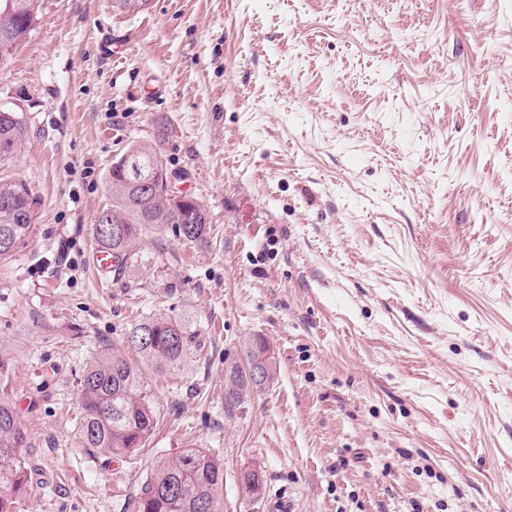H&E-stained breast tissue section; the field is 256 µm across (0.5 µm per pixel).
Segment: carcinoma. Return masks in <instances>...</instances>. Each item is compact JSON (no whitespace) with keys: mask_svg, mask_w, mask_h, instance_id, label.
Here are the masks:
<instances>
[{"mask_svg":"<svg viewBox=\"0 0 512 512\" xmlns=\"http://www.w3.org/2000/svg\"><path fill=\"white\" fill-rule=\"evenodd\" d=\"M5 0H0V38L21 48L38 21V0H14L15 10L3 13ZM29 135L23 116L14 112H0V163L12 161L21 152ZM155 147L147 142L129 146L126 154L138 159L142 172L153 171ZM112 204L103 208L94 227L95 239L100 248L112 252L114 270L124 271L144 261L137 251V243L146 234L149 225L143 223L146 215L144 201L129 182L121 165H114L109 172ZM8 200L11 206L0 205V258L15 252L29 236L33 223L18 222L24 209L39 206L31 189L15 178L0 176V201ZM154 226H174L176 234L194 242L206 231L207 214L198 205L185 218H179L160 204L152 206ZM120 235L112 237V227ZM149 333L145 346L136 350L157 369L174 370L183 360L188 346L189 333L180 321L167 317L145 320L134 326L129 337L142 330ZM268 342L257 336L244 348V360L251 364L261 357ZM138 373L119 352L103 351L84 371L79 379L78 424L85 447L97 450L122 461L132 459L147 447L157 417L151 404L134 394ZM229 390L243 401L250 393L246 370L230 371ZM26 437L18 424L16 407L0 399V460L9 465L0 468V512H17L20 499L27 492L30 471L21 450L26 447ZM224 484V462L205 448H185L176 456H160L151 463L135 493L129 500L133 512H223L221 489Z\"/></svg>","mask_w":512,"mask_h":512,"instance_id":"cac0c4a2","label":"carcinoma"}]
</instances>
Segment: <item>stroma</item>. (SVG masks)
Listing matches in <instances>:
<instances>
[{"instance_id":"1","label":"stroma","mask_w":512,"mask_h":512,"mask_svg":"<svg viewBox=\"0 0 512 512\" xmlns=\"http://www.w3.org/2000/svg\"><path fill=\"white\" fill-rule=\"evenodd\" d=\"M38 4L0 65L30 130L0 170L40 200L0 259L18 512H127L152 458L191 445L224 461V512H512V0ZM153 139L207 232L165 226L98 272L112 163ZM160 315L191 336L173 371L128 343ZM254 336L277 378L227 411ZM112 348L159 416L129 463L75 420Z\"/></svg>"}]
</instances>
